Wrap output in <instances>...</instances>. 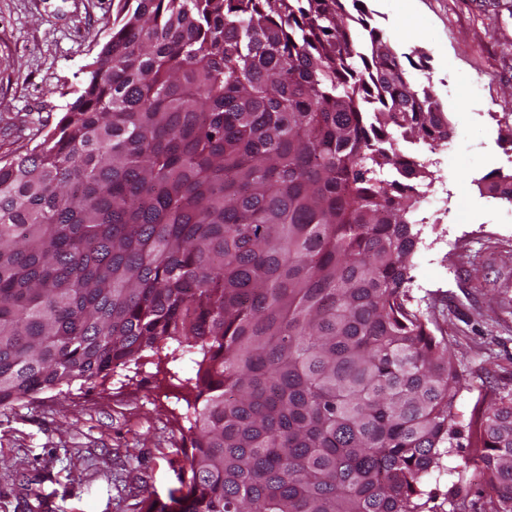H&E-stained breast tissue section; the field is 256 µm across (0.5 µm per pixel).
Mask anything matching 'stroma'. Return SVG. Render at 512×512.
Instances as JSON below:
<instances>
[{
  "mask_svg": "<svg viewBox=\"0 0 512 512\" xmlns=\"http://www.w3.org/2000/svg\"><path fill=\"white\" fill-rule=\"evenodd\" d=\"M407 71L455 133L435 180L443 211L418 245L410 295L428 313L468 385L455 401L468 425L478 398L512 392V203L485 178L512 174V0H363ZM112 0H0V160L53 130L111 33ZM182 391L155 362L0 408V512H132L142 491L167 499L187 468ZM429 488L493 497L472 448H456ZM38 479L37 495L26 491Z\"/></svg>",
  "mask_w": 512,
  "mask_h": 512,
  "instance_id": "obj_1",
  "label": "stroma"
}]
</instances>
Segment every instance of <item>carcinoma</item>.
I'll return each mask as SVG.
<instances>
[{"mask_svg": "<svg viewBox=\"0 0 512 512\" xmlns=\"http://www.w3.org/2000/svg\"><path fill=\"white\" fill-rule=\"evenodd\" d=\"M54 130L0 162V406L144 353L184 392L186 491L139 512H439L466 376L410 306L406 141L448 118L346 0H118ZM512 512V392L469 425Z\"/></svg>", "mask_w": 512, "mask_h": 512, "instance_id": "cac0c4a2", "label": "carcinoma"}]
</instances>
